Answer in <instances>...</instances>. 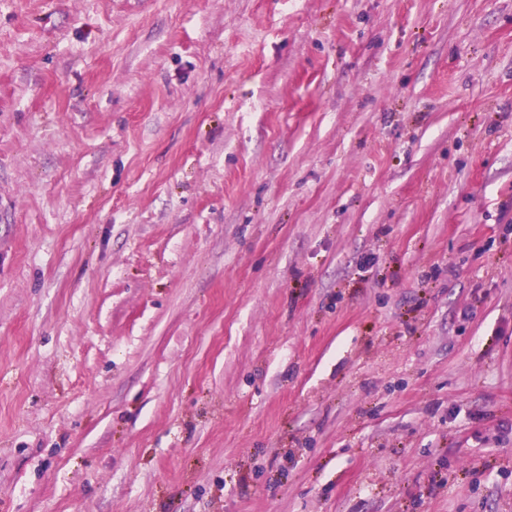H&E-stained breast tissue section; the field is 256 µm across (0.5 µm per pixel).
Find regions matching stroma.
<instances>
[{
    "label": "stroma",
    "mask_w": 512,
    "mask_h": 512,
    "mask_svg": "<svg viewBox=\"0 0 512 512\" xmlns=\"http://www.w3.org/2000/svg\"><path fill=\"white\" fill-rule=\"evenodd\" d=\"M0 512H512V0H0Z\"/></svg>",
    "instance_id": "stroma-1"
}]
</instances>
